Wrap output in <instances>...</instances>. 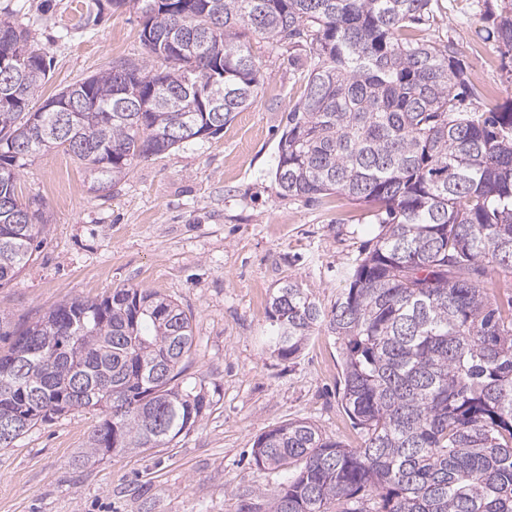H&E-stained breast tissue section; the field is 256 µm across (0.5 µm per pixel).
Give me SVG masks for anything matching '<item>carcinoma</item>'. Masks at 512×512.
Listing matches in <instances>:
<instances>
[{
	"mask_svg": "<svg viewBox=\"0 0 512 512\" xmlns=\"http://www.w3.org/2000/svg\"><path fill=\"white\" fill-rule=\"evenodd\" d=\"M140 13L155 65L117 62L35 108L51 61L0 18V287L34 261L46 228L20 201L29 157L62 149L106 197L149 155L213 137L260 84L250 37L305 43L313 61L288 112L275 180L316 201L372 205L383 234L345 272L330 311L288 282L270 303L269 347L291 359L325 328L339 343L342 406L363 445L303 420L260 434L252 457L288 472L269 512H512V296L479 277L512 272V105L465 112L477 95L452 44L409 31L431 0H108ZM492 36L512 52V0ZM224 75L202 107L204 72ZM0 448L79 408L104 419L79 461L164 448L211 407L180 380L192 317L152 289L66 299L0 338Z\"/></svg>",
	"mask_w": 512,
	"mask_h": 512,
	"instance_id": "carcinoma-1",
	"label": "carcinoma"
}]
</instances>
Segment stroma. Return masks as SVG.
Listing matches in <instances>:
<instances>
[{
	"label": "stroma",
	"mask_w": 512,
	"mask_h": 512,
	"mask_svg": "<svg viewBox=\"0 0 512 512\" xmlns=\"http://www.w3.org/2000/svg\"><path fill=\"white\" fill-rule=\"evenodd\" d=\"M501 0H432L424 39L461 51L486 111L512 102V55L491 34ZM28 26L52 62L37 101L111 67L139 63L140 19L94 0H0V15ZM260 71L253 102L219 135L138 160L107 197L63 150L32 157L21 201L48 223L37 261L0 288L12 327L60 301L98 300L149 288L191 315L195 353L185 380L203 382L213 406L166 448L116 452L76 465L100 412L75 410L0 449V512H268L288 474L255 464L254 440L285 421L314 423L349 448L364 441L342 404V359L333 337H312L283 360L268 349L271 295L287 282L331 309L345 271L378 240L365 203L334 194L318 203L283 195L277 148L311 66L303 48L251 41Z\"/></svg>",
	"instance_id": "1"
}]
</instances>
